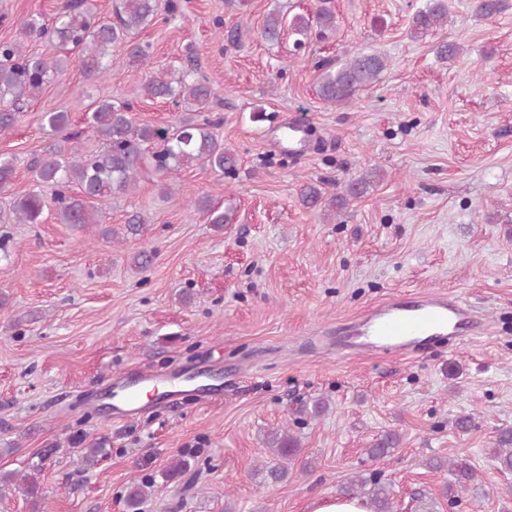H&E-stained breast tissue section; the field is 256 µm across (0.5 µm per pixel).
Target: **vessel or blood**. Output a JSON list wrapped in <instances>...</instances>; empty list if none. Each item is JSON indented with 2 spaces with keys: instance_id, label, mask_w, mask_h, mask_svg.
I'll return each instance as SVG.
<instances>
[{
  "instance_id": "b4317fda",
  "label": "vessel or blood",
  "mask_w": 512,
  "mask_h": 512,
  "mask_svg": "<svg viewBox=\"0 0 512 512\" xmlns=\"http://www.w3.org/2000/svg\"><path fill=\"white\" fill-rule=\"evenodd\" d=\"M481 322L459 298L427 292L418 297L394 296L362 321L345 325L346 346L375 354L417 353L437 338H465L479 331ZM120 417L136 415L140 406L135 387L116 385Z\"/></svg>"
}]
</instances>
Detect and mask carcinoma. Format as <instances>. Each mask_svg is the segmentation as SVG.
Returning a JSON list of instances; mask_svg holds the SVG:
<instances>
[{
	"label": "carcinoma",
	"mask_w": 512,
	"mask_h": 512,
	"mask_svg": "<svg viewBox=\"0 0 512 512\" xmlns=\"http://www.w3.org/2000/svg\"><path fill=\"white\" fill-rule=\"evenodd\" d=\"M507 8L506 0H477L476 11L492 17ZM181 11L178 0H168L167 15L160 16L155 0H115L112 17L96 18L89 0H62V6L50 24L31 16L24 21L25 31L36 38L46 39L59 48L51 59L32 54L14 41L0 42V132L6 133L15 124L18 114L24 111L31 94L42 88L71 64H77L84 75L93 80L108 76L120 64L112 57V48L122 49L126 65L142 67L150 59L149 45L136 40L139 30L158 22L166 23ZM449 0H424L413 16L412 31L425 35L442 27L448 19ZM318 29L326 38L336 32V15L332 0H319L315 14L292 16L282 6L273 8L263 24L262 35L272 44L281 40L284 30L295 35L293 48L303 49L311 29ZM387 68V60L380 54L359 51L344 62L326 65L319 79L318 95L329 104H347L366 86L375 82ZM197 61L192 51H187L185 63L173 67L169 73L141 74L138 80L143 95L164 99L178 105L191 104L197 112L209 110L212 89L202 77L194 78ZM133 104L96 100L89 104L85 123L101 147L86 153L80 143L81 135L69 130L70 119L66 112H45L41 123L56 134L62 135L66 149H55L46 157L33 162L31 170L37 189L16 197L10 202L7 219L17 224H40L44 211L54 207L56 220L83 231L86 226L101 223L104 210L114 196L126 194L136 186L142 171L149 167L157 176L165 193H170L171 182L184 167L200 162L219 177H232L237 171V155L224 148L209 130L208 119L198 121L187 117L171 128H158L140 124L132 117ZM370 178L363 175L349 181L342 192L323 201L322 192L309 184L302 188L300 201L309 209H341L350 197H357L367 190ZM199 207L207 223L224 227L227 217L220 207L205 200ZM398 436L391 432L379 435L368 448V455L379 459L389 456L396 448ZM268 444L274 448L279 462L265 470V480L272 483L288 478V461L299 451L297 439L288 434H275ZM107 454L104 444L82 448L79 456L83 463L92 465ZM493 459L501 472H512V428H505L497 436ZM457 472L455 485L445 486L449 503L459 500L474 473L466 465H454ZM39 465L32 466L22 476L24 489L32 504L42 495ZM368 490L367 503L371 512H394L393 492L389 485L375 477L353 478L341 487V493L358 498ZM153 484L134 481L126 496L128 512H140V506L151 494Z\"/></svg>",
	"instance_id": "1"
}]
</instances>
